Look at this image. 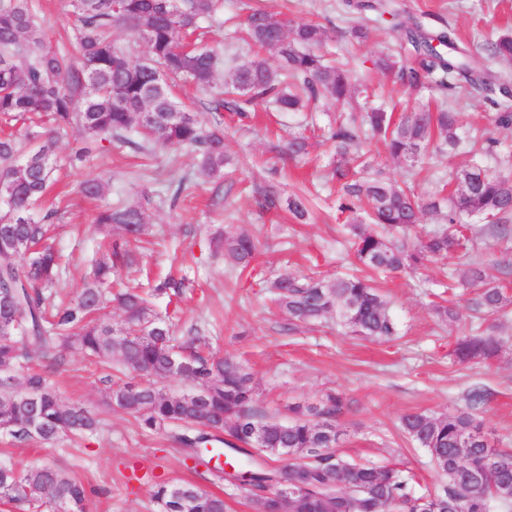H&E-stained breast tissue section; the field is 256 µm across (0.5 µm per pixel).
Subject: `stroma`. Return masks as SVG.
I'll list each match as a JSON object with an SVG mask.
<instances>
[{
  "mask_svg": "<svg viewBox=\"0 0 512 512\" xmlns=\"http://www.w3.org/2000/svg\"><path fill=\"white\" fill-rule=\"evenodd\" d=\"M348 0H222L221 10L203 20L207 44L225 58L217 84L228 80L234 64L254 59L255 50L241 38V24L250 10L262 9L280 19L303 17L320 23L326 38L319 49L326 61L348 70L357 101L394 114L419 105L445 104L459 114L463 148L452 154L434 152L414 165L375 149L374 160L397 181H408L423 195L435 191L453 168L469 163L473 144L494 139L483 162L495 173L512 177V126L496 122L502 96L469 88L440 92L411 87L376 65L395 52L403 31L360 12ZM36 15L50 44L66 43L74 17L67 0H33ZM388 8L412 15L426 30H452L458 41L479 55L497 36L512 33V0H389ZM368 27L367 38L351 41L355 23ZM214 90L186 85L177 100L206 127L222 124L224 151L229 158L224 178L200 175L193 154L166 150L144 155L128 147L112 149L107 157L66 167L57 174L45 206L56 211L53 245L61 255L65 283L60 302L75 297L93 260L102 258L109 233L93 222L97 210L120 204H144L148 233L129 246L131 263L118 275L121 282L166 274L186 276L189 286L181 302L158 299L157 311L174 315L178 331L199 330L217 355L242 364L252 377L257 405L286 418L288 406L314 402L330 389L344 394L348 410L336 420L343 433V452L351 461L378 467H400L414 477L420 493L438 492L443 479L429 453L403 432L400 419L410 412L454 414L467 408L471 387L488 390L481 417L495 443L512 448V314L492 316L485 324L442 322L435 312L444 296L454 259H434L424 266L379 279L399 334L389 341L350 335L329 317L312 324L289 323L264 286L267 279L305 274L326 280L342 274H363L348 242L346 218L336 210V189L329 176V146L313 138L305 158L287 156L291 134L304 127L327 126L336 118L335 104L314 110L275 112L266 102L255 105L254 116L238 118L211 109ZM196 175L192 198L171 204L167 185L172 176ZM106 182L103 195L84 200L78 184L89 177ZM233 182L232 191L217 187ZM280 198L279 209L267 211L260 199ZM294 194L309 200V215L297 221L286 201ZM245 233L258 242L251 268L232 269L214 251L212 233ZM488 276L512 294V243L485 235L473 255ZM493 326L504 341L498 358L457 362L458 336ZM50 387L63 404L95 412L100 431L80 441L52 444L13 442L0 434V462L21 466L54 463L69 470L89 490L87 512H161L153 491L162 482L189 484L222 495L226 512H256L247 492L225 484L215 471L195 464L176 442V428L143 430L134 417L107 410L102 400L107 384L100 369L66 354L50 376Z\"/></svg>",
  "mask_w": 512,
  "mask_h": 512,
  "instance_id": "obj_1",
  "label": "stroma"
}]
</instances>
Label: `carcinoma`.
Returning <instances> with one entry per match:
<instances>
[{
	"label": "carcinoma",
	"instance_id": "1",
	"mask_svg": "<svg viewBox=\"0 0 512 512\" xmlns=\"http://www.w3.org/2000/svg\"><path fill=\"white\" fill-rule=\"evenodd\" d=\"M219 2L69 0L76 25L67 48L46 42L32 0H0V118L22 122L18 130L0 136V430L20 443H49L64 435L84 437L98 431L99 418L62 404L49 388L48 375L62 364L63 352L73 351L108 369L116 364L135 374L116 381L107 376L110 386L104 403L133 416L142 428H183L179 441L193 454L200 446L207 456L212 450L206 445L218 442L247 455L233 466L251 473L249 493L256 501L258 491L286 469L288 479L305 487L288 504L290 512H388L394 502L402 512H492L494 503L511 506L512 448L496 446L479 417L489 399L486 389L472 388L463 412L403 416V431L429 452L445 478L439 492L418 494L412 477L401 469L350 462L340 451L338 430L334 452H319L328 447L327 428L335 426L345 407L342 394L328 392L314 403L288 406L292 420L284 424L256 407L245 368L207 352L206 337L195 329L175 335L170 316H161L148 297L181 296L185 277L170 275L147 291L132 286L112 293L118 269L130 262L128 242L147 230L138 205L97 212L94 222L117 233L110 255L96 262L73 301L63 307L54 304L61 266L49 243L51 225L39 218L37 204L55 179L59 159L42 122H52L57 130L72 125L81 130L83 146L70 156L72 166L115 144L148 154L186 150L197 157L202 172L224 176L223 133L203 129L173 97L179 81L199 86L215 82L220 57L186 38L204 35L201 22L218 10ZM116 25L144 39L146 58L133 61L112 44ZM393 27L404 30L416 63L405 65L397 52L379 58V69L409 86L426 84L443 92L477 85L491 91L496 85L502 96H509L507 83L488 80V62L512 60V35L498 37L485 54L476 56L450 30L429 33L410 17ZM243 33L258 50L276 56L280 67L272 69L263 58L237 66L225 82L230 90L216 93L213 111L226 104L241 110L267 99L282 112H295L321 99L343 104L353 100L355 90L346 72L313 51L325 39L320 24L298 21L290 26L253 10ZM134 128L141 135L139 141L129 137ZM436 137L448 149L458 148V113L442 108L396 121L382 110L352 112L328 130L338 210L349 214L356 258L374 273H395L431 258L452 259L474 251L481 227L462 223L463 214L481 217L493 234L512 241L511 178L491 174L473 162L451 175L455 190L448 198L425 197L388 178L364 149L376 140L389 157L414 164ZM191 182L188 173L173 178V200L187 195ZM103 191L100 178L80 185L88 199ZM441 213L445 224L426 238L412 244L392 238L406 234L422 216ZM214 240L233 268L251 266L257 244L250 236L220 233ZM456 286L472 289L468 310L474 318L504 312L512 305V298L476 261L454 271L448 288ZM271 288L290 321L313 322L334 315L364 339L397 335L387 302L366 277L326 281L288 275L276 278ZM110 295L124 313L118 328L98 316ZM455 352L461 361L490 360L499 355L500 346L491 335L462 336ZM35 357L41 360L39 369L32 366ZM159 379L182 380L189 389L173 395L156 385ZM200 389L205 396L198 400ZM273 457L285 460L282 468L258 462ZM181 489L189 486L160 484L153 498L163 512H173L174 492ZM59 496L72 503L74 512H86V486L62 467L41 464L19 470L0 464L3 503L17 509L54 510ZM190 512H225L224 498L206 493Z\"/></svg>",
	"mask_w": 512,
	"mask_h": 512
}]
</instances>
